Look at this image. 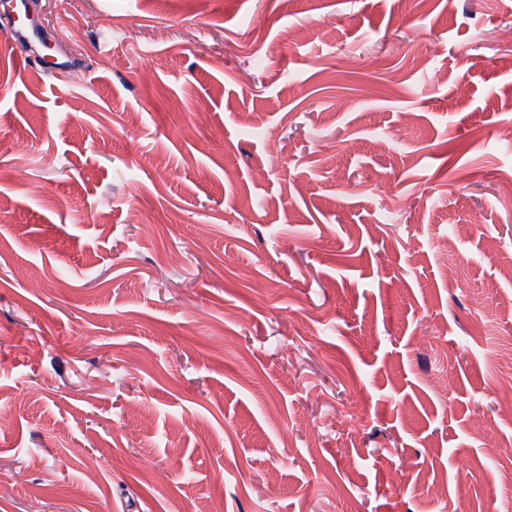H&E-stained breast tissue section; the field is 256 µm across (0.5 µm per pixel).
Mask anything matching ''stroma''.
Wrapping results in <instances>:
<instances>
[{"label": "stroma", "instance_id": "1", "mask_svg": "<svg viewBox=\"0 0 512 512\" xmlns=\"http://www.w3.org/2000/svg\"><path fill=\"white\" fill-rule=\"evenodd\" d=\"M18 22L0 512H512V0Z\"/></svg>", "mask_w": 512, "mask_h": 512}]
</instances>
